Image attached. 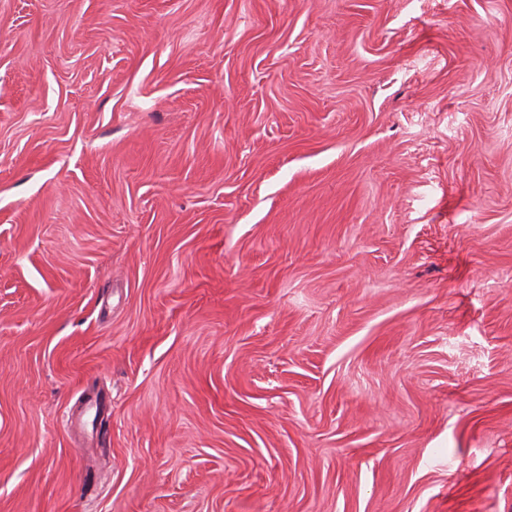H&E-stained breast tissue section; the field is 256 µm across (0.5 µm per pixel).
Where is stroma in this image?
Returning a JSON list of instances; mask_svg holds the SVG:
<instances>
[{
	"instance_id": "35a3bbf8",
	"label": "stroma",
	"mask_w": 512,
	"mask_h": 512,
	"mask_svg": "<svg viewBox=\"0 0 512 512\" xmlns=\"http://www.w3.org/2000/svg\"><path fill=\"white\" fill-rule=\"evenodd\" d=\"M0 512H512V0H0Z\"/></svg>"
}]
</instances>
